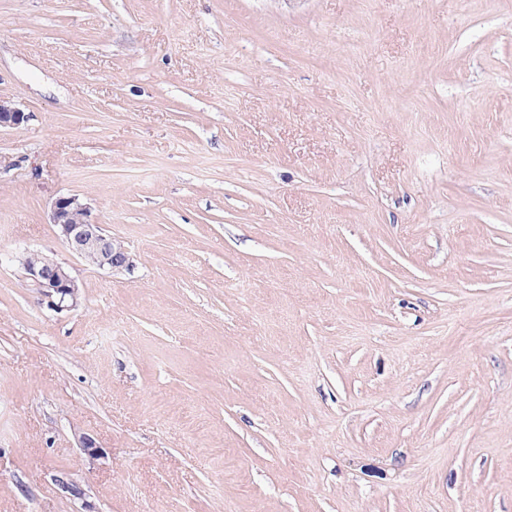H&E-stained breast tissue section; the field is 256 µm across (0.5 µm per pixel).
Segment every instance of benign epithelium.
I'll list each match as a JSON object with an SVG mask.
<instances>
[{"mask_svg": "<svg viewBox=\"0 0 512 512\" xmlns=\"http://www.w3.org/2000/svg\"><path fill=\"white\" fill-rule=\"evenodd\" d=\"M28 119L29 114L13 101L0 99V129L18 128ZM49 220L58 227L67 249L83 260L91 259L97 268L119 272L132 266L128 252L106 233L103 225L92 219L90 207L80 197L66 195L56 199ZM24 274L50 310L61 313L78 305L80 288L66 265L44 256L35 262L25 261ZM80 450L91 460L104 456V450L90 436L80 438ZM55 483L64 496L82 501L83 512H97L85 500L82 485L71 473H58Z\"/></svg>", "mask_w": 512, "mask_h": 512, "instance_id": "7a95c632", "label": "benign epithelium"}]
</instances>
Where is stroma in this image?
<instances>
[{"instance_id": "obj_1", "label": "stroma", "mask_w": 512, "mask_h": 512, "mask_svg": "<svg viewBox=\"0 0 512 512\" xmlns=\"http://www.w3.org/2000/svg\"><path fill=\"white\" fill-rule=\"evenodd\" d=\"M0 98V512H512V0H0ZM29 119L24 112L11 100L0 99V129L17 128L25 124ZM49 220L58 227L67 249L84 261L90 258L97 268L112 273L132 266L128 252L92 219L90 207L80 197L66 195L56 199ZM24 263V274L37 289L42 304L61 313L76 307L80 299V288L68 267L51 257ZM55 483L58 490L65 497L82 500V505H84V510L82 512H97L93 504L85 500V491L82 488V485L71 473L59 472L55 476Z\"/></svg>"}]
</instances>
